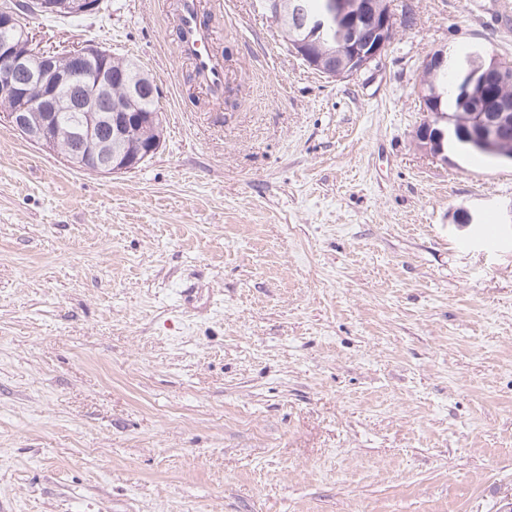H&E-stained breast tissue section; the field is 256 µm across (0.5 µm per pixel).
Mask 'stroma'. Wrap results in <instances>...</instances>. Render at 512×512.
I'll list each match as a JSON object with an SVG mask.
<instances>
[{
  "mask_svg": "<svg viewBox=\"0 0 512 512\" xmlns=\"http://www.w3.org/2000/svg\"><path fill=\"white\" fill-rule=\"evenodd\" d=\"M107 3L26 23L135 59L164 141L102 176L0 120V512H502L512 161L413 139L431 53L512 60L494 0H394L344 79L207 0L223 105L176 0Z\"/></svg>",
  "mask_w": 512,
  "mask_h": 512,
  "instance_id": "1",
  "label": "stroma"
}]
</instances>
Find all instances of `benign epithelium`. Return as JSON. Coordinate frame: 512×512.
I'll list each match as a JSON object with an SVG mask.
<instances>
[{"label": "benign epithelium", "instance_id": "benign-epithelium-1", "mask_svg": "<svg viewBox=\"0 0 512 512\" xmlns=\"http://www.w3.org/2000/svg\"><path fill=\"white\" fill-rule=\"evenodd\" d=\"M102 0H39L42 11L91 16L100 13ZM263 7L281 27L310 28L322 35L316 43L298 40L294 53L323 74L347 78L369 68L389 47L396 26L392 0H325L319 15L306 0H263ZM111 53L100 46L74 50H33V36L15 11L0 6V114L29 140L62 154L75 167L100 175L136 169L157 152L154 139L135 152L129 150L134 129L156 122L138 111L136 99L155 79L147 72L112 73L103 60ZM448 52L439 50L426 60L432 72L448 68ZM463 92L478 85L489 93L487 108L473 113L472 128L463 140L500 155L499 143L512 134V97L500 88L512 84V70L485 52L473 48L465 59ZM429 118L414 139L434 155L444 152V141L457 128L450 113L434 111L432 96L421 92Z\"/></svg>", "mask_w": 512, "mask_h": 512}]
</instances>
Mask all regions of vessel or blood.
<instances>
[{
	"label": "vessel or blood",
	"instance_id": "obj_1",
	"mask_svg": "<svg viewBox=\"0 0 512 512\" xmlns=\"http://www.w3.org/2000/svg\"><path fill=\"white\" fill-rule=\"evenodd\" d=\"M212 40L203 0H180L178 54L208 87L218 91L224 86V66L210 50Z\"/></svg>",
	"mask_w": 512,
	"mask_h": 512
}]
</instances>
